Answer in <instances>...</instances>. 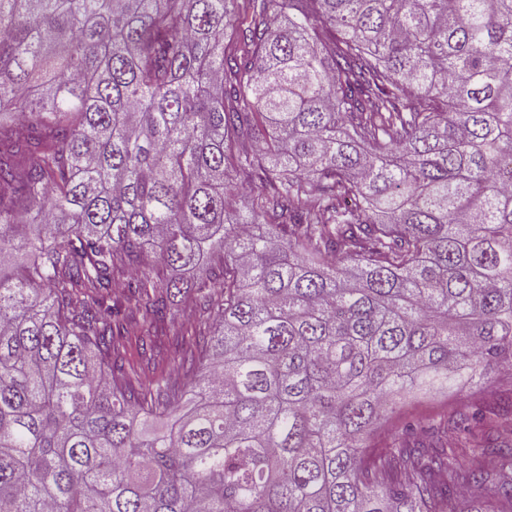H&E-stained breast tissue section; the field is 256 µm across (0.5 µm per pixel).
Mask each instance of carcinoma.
<instances>
[{
    "instance_id": "1",
    "label": "carcinoma",
    "mask_w": 512,
    "mask_h": 512,
    "mask_svg": "<svg viewBox=\"0 0 512 512\" xmlns=\"http://www.w3.org/2000/svg\"><path fill=\"white\" fill-rule=\"evenodd\" d=\"M213 259L154 428L125 310ZM492 363L512 0H0V512H512L499 406L365 444Z\"/></svg>"
}]
</instances>
